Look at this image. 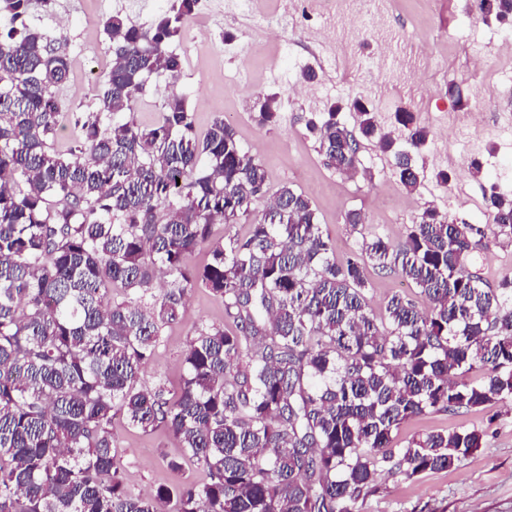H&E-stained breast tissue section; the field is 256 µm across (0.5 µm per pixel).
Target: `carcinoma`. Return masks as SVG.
Instances as JSON below:
<instances>
[{"instance_id": "1", "label": "carcinoma", "mask_w": 512, "mask_h": 512, "mask_svg": "<svg viewBox=\"0 0 512 512\" xmlns=\"http://www.w3.org/2000/svg\"><path fill=\"white\" fill-rule=\"evenodd\" d=\"M52 0H0V512H355L377 476L421 479L482 447L476 426L396 443L410 418L461 415L512 400V278L464 271L484 237L426 208L392 246L361 236L337 263L303 193L284 184L246 236L218 226L248 217L268 193L264 165L215 119L199 137L168 51L199 0H176L146 30L104 22L112 62L98 107L73 113L79 136L54 148L71 62L64 29L27 23ZM512 22V0H480ZM172 79L163 112L139 123L146 82ZM358 113V132L339 119ZM278 97L255 120L276 121ZM404 127L413 115L396 113ZM327 167L357 170L359 138L407 150L359 98L306 123ZM428 132L413 126L418 149ZM512 242V196L487 197ZM207 247L201 267L191 256ZM396 272L429 303L399 293L369 307L371 279ZM206 289L230 326L199 323L178 391L148 387L141 366L164 342L188 292ZM170 431L206 479L133 493L112 422Z\"/></svg>"}]
</instances>
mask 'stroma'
Listing matches in <instances>:
<instances>
[{"label": "stroma", "instance_id": "obj_1", "mask_svg": "<svg viewBox=\"0 0 512 512\" xmlns=\"http://www.w3.org/2000/svg\"><path fill=\"white\" fill-rule=\"evenodd\" d=\"M173 0H55L52 11L35 17L37 27L52 33L66 26L72 72L64 86L66 111L55 143L65 150L79 133L71 115L94 106L112 57L103 32L105 18L118 15L148 27ZM294 19L285 0H249L245 8L228 4L215 9L209 23L214 38L200 44L194 36L203 24L189 18L170 49L183 69L178 86L187 96L198 134L214 119L231 124L237 138L267 171L269 191L288 184L310 198L325 232L336 243V260L356 250L361 234L403 238L425 208H437L450 222L472 224L485 236L468 264L470 271L497 283L512 277V245L495 232L486 191L496 187L512 195V97L503 96L512 80V57L501 50L512 42V26L484 18L478 0H368L351 14L344 10L315 20L317 39L285 46ZM316 74L310 95L299 96L303 71ZM277 94L281 118L259 126L251 110L265 94ZM360 97L376 115L382 131L397 147L407 145L408 131L397 112H412L430 132L427 144L413 155L419 185L407 191L400 183L393 153L376 140H361L357 171L328 168L307 132L308 118L338 100ZM479 114L478 124H454V112ZM480 171H473V164ZM447 172L440 181L438 172ZM360 212L361 229L345 221ZM224 305L204 289L187 299L181 319L167 327L156 355L144 364L146 386L160 379L177 386L183 375V351L197 323H220ZM477 424L487 431L482 448L452 469L404 482L381 475L380 495L358 503L356 512H512V404L462 417L432 413L404 424L398 440L419 433ZM112 433L133 492L147 494L159 485L199 481L192 465L174 471L180 458L178 440L168 431L145 433L115 420Z\"/></svg>", "mask_w": 512, "mask_h": 512}]
</instances>
